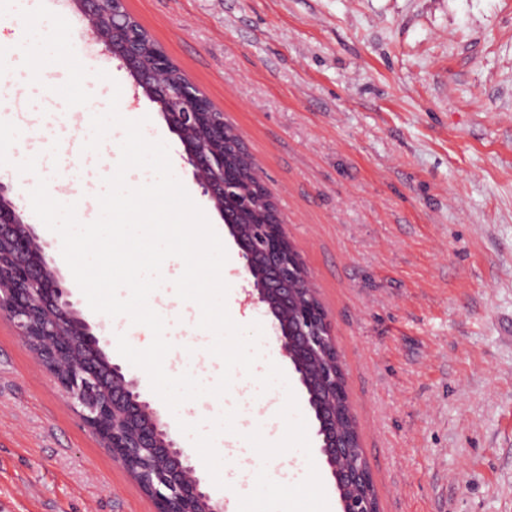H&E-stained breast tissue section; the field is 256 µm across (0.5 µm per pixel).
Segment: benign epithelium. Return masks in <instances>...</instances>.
I'll list each match as a JSON object with an SVG mask.
<instances>
[{
	"label": "benign epithelium",
	"mask_w": 512,
	"mask_h": 512,
	"mask_svg": "<svg viewBox=\"0 0 512 512\" xmlns=\"http://www.w3.org/2000/svg\"><path fill=\"white\" fill-rule=\"evenodd\" d=\"M71 2L87 20L85 35L122 61L135 87L158 104L183 144L195 182L223 218L243 273L253 279L250 301L272 317L281 355L306 394L318 451L334 479L341 512H379L377 498L356 490L373 479L365 462L353 457L358 444L336 412L343 374L336 342L274 202L267 201L268 223H240V191L224 169V141L234 140L245 155L242 136L192 82L173 80L168 55L150 64L143 60V36L129 35L125 0ZM6 191L0 182V315L14 321L92 434L152 500L154 512H224L137 383L109 360L100 338L72 308L53 259Z\"/></svg>",
	"instance_id": "benign-epithelium-1"
}]
</instances>
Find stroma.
I'll return each instance as SVG.
<instances>
[{
	"label": "stroma",
	"instance_id": "1",
	"mask_svg": "<svg viewBox=\"0 0 512 512\" xmlns=\"http://www.w3.org/2000/svg\"><path fill=\"white\" fill-rule=\"evenodd\" d=\"M77 56L107 79L89 84L91 112L115 90L133 95L143 134L165 142L175 176L231 256L229 288H248L238 248L196 184L179 136L121 62L85 45L70 0ZM129 13L238 129L327 312L382 512H512V0H126ZM25 140L0 122V182L111 360L162 422L222 412L250 424L238 398L276 400L234 370L230 392L177 411L145 371L124 364L129 318L94 312L33 213L17 163L31 143L57 149L61 114ZM213 502L223 484L251 492L255 472L222 467L215 485L178 434ZM0 512H153L151 501L84 424L14 323L0 317Z\"/></svg>",
	"mask_w": 512,
	"mask_h": 512
}]
</instances>
